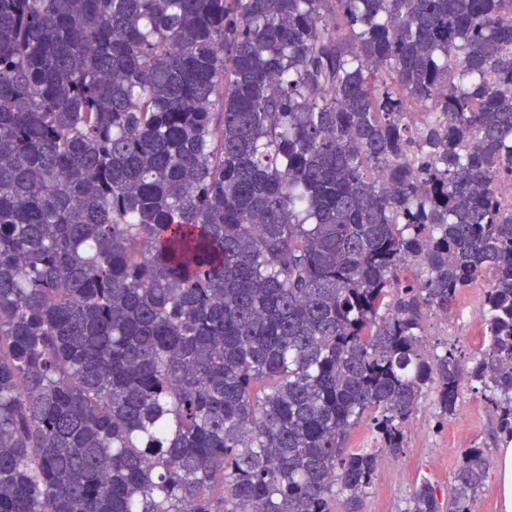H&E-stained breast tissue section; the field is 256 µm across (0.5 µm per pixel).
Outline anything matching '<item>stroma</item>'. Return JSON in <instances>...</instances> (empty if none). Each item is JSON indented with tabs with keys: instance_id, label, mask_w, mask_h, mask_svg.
<instances>
[{
	"instance_id": "1",
	"label": "stroma",
	"mask_w": 512,
	"mask_h": 512,
	"mask_svg": "<svg viewBox=\"0 0 512 512\" xmlns=\"http://www.w3.org/2000/svg\"><path fill=\"white\" fill-rule=\"evenodd\" d=\"M483 298V288L467 289L458 298L459 305L469 309L467 317L455 312L430 316L426 332L431 350L456 348L464 367H471L487 344ZM437 416L433 396L425 395L408 429L405 448L396 454L382 453L375 481L359 512H404L424 481L433 486L440 502H447L464 449H485L490 463H497L502 432L498 415L479 384L463 381L457 412L448 423L438 424Z\"/></svg>"
}]
</instances>
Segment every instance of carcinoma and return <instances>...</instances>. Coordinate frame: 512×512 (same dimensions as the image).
Returning <instances> with one entry per match:
<instances>
[{"instance_id":"carcinoma-1","label":"carcinoma","mask_w":512,"mask_h":512,"mask_svg":"<svg viewBox=\"0 0 512 512\" xmlns=\"http://www.w3.org/2000/svg\"><path fill=\"white\" fill-rule=\"evenodd\" d=\"M509 180L512 0H0V512H351L484 282L512 435Z\"/></svg>"}]
</instances>
